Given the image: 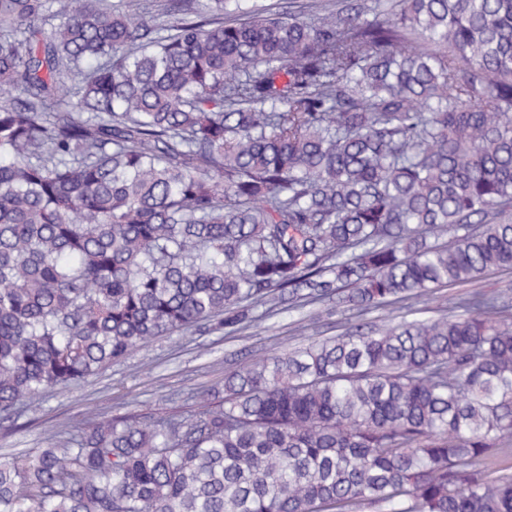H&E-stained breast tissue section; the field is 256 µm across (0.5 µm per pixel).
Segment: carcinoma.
I'll return each mask as SVG.
<instances>
[{
    "mask_svg": "<svg viewBox=\"0 0 512 512\" xmlns=\"http://www.w3.org/2000/svg\"><path fill=\"white\" fill-rule=\"evenodd\" d=\"M448 237L440 245L436 240ZM512 0H0V428L153 341L380 312L0 512H512ZM478 287L487 295H497L502 291L512 293V271H493L483 278Z\"/></svg>",
    "mask_w": 512,
    "mask_h": 512,
    "instance_id": "carcinoma-1",
    "label": "carcinoma"
}]
</instances>
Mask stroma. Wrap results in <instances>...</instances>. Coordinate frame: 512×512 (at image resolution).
<instances>
[{
  "label": "stroma",
  "mask_w": 512,
  "mask_h": 512,
  "mask_svg": "<svg viewBox=\"0 0 512 512\" xmlns=\"http://www.w3.org/2000/svg\"><path fill=\"white\" fill-rule=\"evenodd\" d=\"M300 327V314L294 311L237 336L196 333L156 340L94 380L32 402L19 430L0 432V455L44 447L53 431L102 413L189 411L181 394L221 383L227 369L287 351L302 340Z\"/></svg>",
  "instance_id": "stroma-1"
}]
</instances>
